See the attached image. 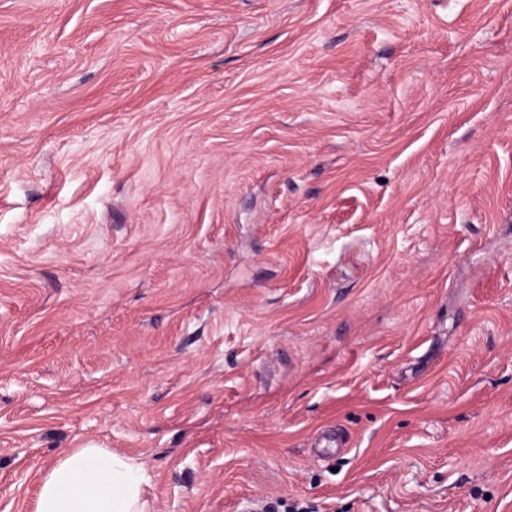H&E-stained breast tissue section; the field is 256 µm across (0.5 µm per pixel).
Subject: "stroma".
<instances>
[{"instance_id": "obj_1", "label": "stroma", "mask_w": 512, "mask_h": 512, "mask_svg": "<svg viewBox=\"0 0 512 512\" xmlns=\"http://www.w3.org/2000/svg\"><path fill=\"white\" fill-rule=\"evenodd\" d=\"M512 512V0H0V512ZM150 482L137 458L84 445L43 475L33 512H149Z\"/></svg>"}]
</instances>
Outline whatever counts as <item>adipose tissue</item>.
<instances>
[{
	"label": "adipose tissue",
	"mask_w": 512,
	"mask_h": 512,
	"mask_svg": "<svg viewBox=\"0 0 512 512\" xmlns=\"http://www.w3.org/2000/svg\"><path fill=\"white\" fill-rule=\"evenodd\" d=\"M150 482L137 458L85 445L43 475L33 512H150Z\"/></svg>",
	"instance_id": "obj_1"
}]
</instances>
